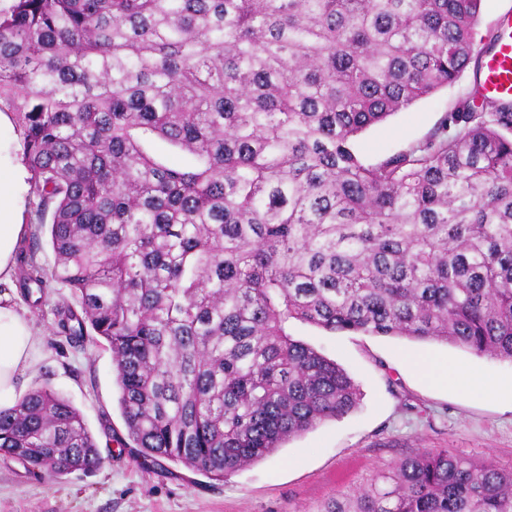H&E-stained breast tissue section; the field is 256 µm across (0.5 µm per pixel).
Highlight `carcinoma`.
<instances>
[{"label":"carcinoma","mask_w":512,"mask_h":512,"mask_svg":"<svg viewBox=\"0 0 512 512\" xmlns=\"http://www.w3.org/2000/svg\"><path fill=\"white\" fill-rule=\"evenodd\" d=\"M481 0H12L0 111L36 223L19 287L58 286L55 335L104 341L132 459L215 482L360 404L295 338L451 344L512 362V102L467 94L365 164L355 138L459 80ZM162 140L184 153L155 155ZM0 454L94 472L48 386L0 409ZM321 512H512V469L425 450Z\"/></svg>","instance_id":"carcinoma-1"}]
</instances>
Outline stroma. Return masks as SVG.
I'll return each mask as SVG.
<instances>
[{
  "mask_svg": "<svg viewBox=\"0 0 512 512\" xmlns=\"http://www.w3.org/2000/svg\"><path fill=\"white\" fill-rule=\"evenodd\" d=\"M475 84L474 68L408 110L361 133L354 148L374 164L422 140ZM31 322L37 343L32 367L18 380L17 396L47 385L83 414L105 464L96 472L60 478L28 473L0 456V512H318L336 493L422 450L446 448L477 461L512 467V363L477 357L446 344L422 345L400 337L330 333L297 324L292 334L336 360L362 393L357 409L286 441L269 457L223 483L172 463L143 467L115 440L124 433L112 355L86 340L73 346L55 336L56 311L67 289L23 297L17 283H0ZM429 350L462 374L438 388L423 385L405 354Z\"/></svg>",
  "mask_w": 512,
  "mask_h": 512,
  "instance_id": "35a3bbf8",
  "label": "stroma"
}]
</instances>
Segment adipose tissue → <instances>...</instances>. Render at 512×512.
Listing matches in <instances>:
<instances>
[{
  "label": "adipose tissue",
  "instance_id": "ef3b65f1",
  "mask_svg": "<svg viewBox=\"0 0 512 512\" xmlns=\"http://www.w3.org/2000/svg\"><path fill=\"white\" fill-rule=\"evenodd\" d=\"M30 191L29 172L11 157L8 144L0 140V282L14 273V252L29 232L23 221ZM36 342L31 326L8 296H0V409L16 387L17 376L31 368Z\"/></svg>",
  "mask_w": 512,
  "mask_h": 512
}]
</instances>
